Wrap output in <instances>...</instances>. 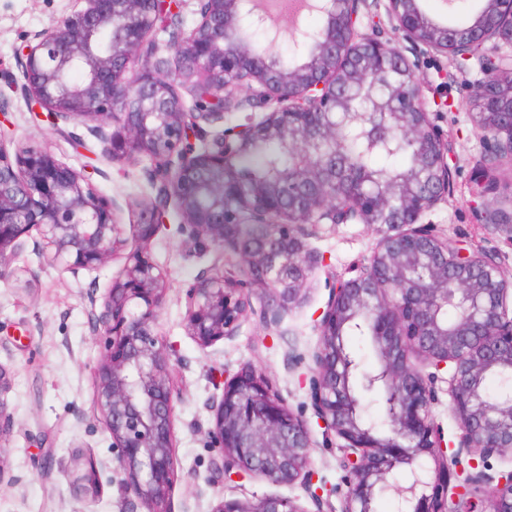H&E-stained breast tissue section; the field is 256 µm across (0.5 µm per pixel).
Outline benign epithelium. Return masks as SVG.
Here are the masks:
<instances>
[{
    "label": "benign epithelium",
    "instance_id": "1",
    "mask_svg": "<svg viewBox=\"0 0 512 512\" xmlns=\"http://www.w3.org/2000/svg\"><path fill=\"white\" fill-rule=\"evenodd\" d=\"M85 8L45 29L23 54V89L54 122L92 123L101 131L112 121L105 155L112 162H148L154 195L134 208L131 246L120 206L99 193L83 171L44 148L10 150L0 140V276L24 251L37 231L43 263L79 275H98L118 259L119 270L91 309L101 346L92 368L94 410L109 434L112 471L142 512H169L175 477V385L169 347L155 331L167 295V274L153 260L150 245L174 214L194 243L236 263L202 275L185 291V328L207 348L238 335L248 314L259 313L268 330H279L284 315L303 299V285L314 259L307 239L323 225L376 224L378 203L395 191L376 224L381 237L356 275L337 281L317 323L318 342L310 354L309 405L323 434L343 440L339 468L346 491L339 512H372L387 494L397 512H512V470L489 473L487 461L512 451V394L491 398L487 377L512 372V316L509 284L493 251L448 246L434 224L421 217L450 196L457 166L449 162L448 142L432 119L408 54L443 55L477 78L459 85L460 100L479 96L490 130L482 140L477 170L512 166V122L497 120L512 111V0H490L472 25L437 27L424 33L413 26L410 0H311L310 8L329 17L311 34L299 31L294 45L314 43L323 66L291 72L268 66L270 51L248 45L268 15L256 0H192L193 26L182 28L186 0H84ZM385 12L395 42L381 22L360 30L365 15ZM168 34L172 57H158L157 35ZM370 56L381 65L397 62L410 81L412 100L397 129L415 137L427 181L419 189L407 180L359 194L336 186L326 170L343 138L336 131L316 144L302 181L300 208L273 204L297 190L283 173L276 179L224 199L232 161L265 136L288 138L316 114L345 104L337 95L357 63ZM232 74L231 83L224 81ZM199 105L194 111L186 98ZM245 112L228 123L229 109ZM244 224H267V245L253 248ZM259 299L260 310L252 307ZM457 315L448 325V309ZM365 312L379 368L363 374V385L377 392L389 428L378 432L360 420V401L349 381L361 367L343 346L344 327ZM453 364L448 387L460 431L455 462L479 455L482 469L460 478L448 466V448L433 406V367ZM8 371L0 364V442L13 429L4 395ZM217 455L215 481L262 478L277 485H303L314 512L322 498L312 491L307 421L294 413L271 380L252 366L224 379L209 429ZM100 470L89 459L76 481L93 494ZM212 512H309L297 500L262 496L241 500L221 495Z\"/></svg>",
    "mask_w": 512,
    "mask_h": 512
}]
</instances>
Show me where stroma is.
Segmentation results:
<instances>
[{"label": "stroma", "instance_id": "1", "mask_svg": "<svg viewBox=\"0 0 512 512\" xmlns=\"http://www.w3.org/2000/svg\"><path fill=\"white\" fill-rule=\"evenodd\" d=\"M82 7V0H0V133L16 146L48 148L59 160L84 171L102 194L123 203L122 222L129 225L133 214L127 202L141 200L150 191L144 164L111 162L85 124L50 126L42 112L30 110L20 91L24 82L20 49ZM416 74L427 100L435 104L434 121L457 163L453 194L422 220L436 225L448 239L497 252L506 278L512 279V240L486 224L488 211L506 205L512 168L476 178L482 140L471 123L473 106L448 104L463 79L450 59L419 56ZM379 238L376 228L367 224L322 228L308 241L321 264L305 283L301 304L288 311L279 332H268L252 315L238 336L205 349L187 334L184 292L202 271L224 266L225 259L187 241L173 224L153 240L152 256L168 275L157 330L173 349L171 363L180 390L175 405L171 512H212L223 490L212 481L216 451L208 430L225 372L252 364L271 379L293 411L311 417L305 404L306 380L310 353L318 341L316 324L333 281L354 276ZM111 275V270H104L95 282L86 274L75 276L40 265L28 247L0 279V365L11 379L5 402L15 420L0 463V512H139L112 480L110 439L92 404V367L100 347L90 321V298L93 284L107 286ZM311 431L312 482L323 498V512H338L346 490L338 465L340 451L337 444H324L319 425H312ZM78 451L98 463L97 497L80 495L70 482L67 468ZM48 453L55 463L43 473L38 462Z\"/></svg>", "mask_w": 512, "mask_h": 512}]
</instances>
